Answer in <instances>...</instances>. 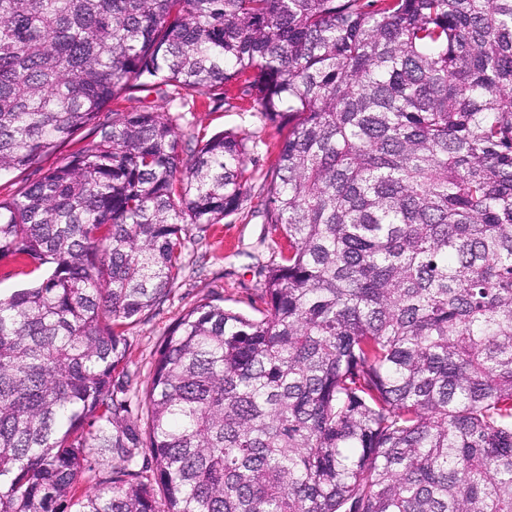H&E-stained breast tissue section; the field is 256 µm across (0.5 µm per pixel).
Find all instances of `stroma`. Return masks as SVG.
<instances>
[{"mask_svg": "<svg viewBox=\"0 0 512 512\" xmlns=\"http://www.w3.org/2000/svg\"><path fill=\"white\" fill-rule=\"evenodd\" d=\"M133 107L175 116L177 132L185 142L220 131L246 136L250 149L248 168L255 175L251 198L244 210L204 231L189 227L185 270L173 285L169 301L129 326L126 371L132 385L142 388L157 350L178 317L201 300L259 317L264 307L261 270L285 244L279 228L267 222L261 195L262 183L274 171V147L282 133L276 124L249 107L238 86L231 87L227 94L214 96L203 106L184 105L152 93L142 96ZM78 146V140H70L30 168L0 176V198L39 179L49 167L71 156Z\"/></svg>", "mask_w": 512, "mask_h": 512, "instance_id": "1", "label": "stroma"}]
</instances>
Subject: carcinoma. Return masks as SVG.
Listing matches in <instances>:
<instances>
[{
  "label": "carcinoma",
  "instance_id": "obj_1",
  "mask_svg": "<svg viewBox=\"0 0 512 512\" xmlns=\"http://www.w3.org/2000/svg\"><path fill=\"white\" fill-rule=\"evenodd\" d=\"M246 89L286 129L263 317L180 316L128 427L127 327L247 138L110 103ZM0 512H512V0H0ZM146 448L151 475L133 467ZM103 453L115 463L74 493ZM88 133V129H84L80 134L72 140L63 143L48 158H44L33 164L30 168L20 172L9 173L0 177V198L6 197L17 191L25 182H32L39 179L43 173L55 163L63 158L71 156L79 147L80 139ZM15 264L10 259L0 260V293L10 294L14 290L26 287L30 280L21 275H8L13 271Z\"/></svg>",
  "mask_w": 512,
  "mask_h": 512
}]
</instances>
